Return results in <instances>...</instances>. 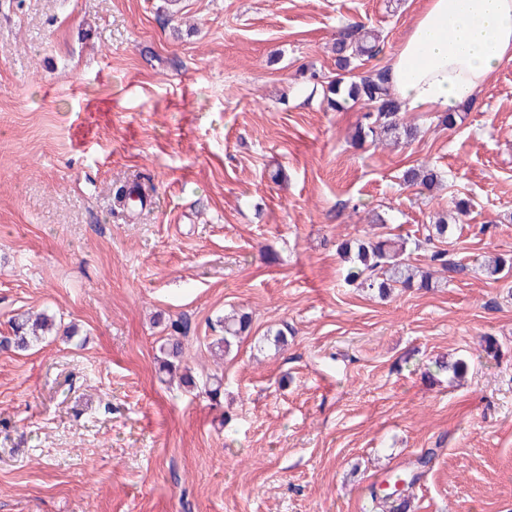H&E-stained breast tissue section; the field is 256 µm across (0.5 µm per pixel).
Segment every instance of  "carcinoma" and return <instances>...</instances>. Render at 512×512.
Wrapping results in <instances>:
<instances>
[{"label": "carcinoma", "mask_w": 512, "mask_h": 512, "mask_svg": "<svg viewBox=\"0 0 512 512\" xmlns=\"http://www.w3.org/2000/svg\"><path fill=\"white\" fill-rule=\"evenodd\" d=\"M336 66L339 72L327 79L313 71L310 78L319 82L323 88L324 100L328 108L337 112L343 110L350 101H362L371 110L365 112L362 121L355 127L352 139L355 142L372 143L394 136L403 131L405 138L412 139L416 130L400 122V103L390 90L387 68L382 67L365 76L356 75L351 67L352 59L358 56L374 57L383 51L380 35L358 25L348 24L336 33ZM403 181L410 186L420 185L429 188L440 181V175L434 170L409 168L403 174ZM448 224L445 218H436L435 223L422 228V238L377 235L366 239H349L339 246V254L355 263L345 277L349 283L359 282V286L376 290L386 295L393 288H432L434 283L430 273L410 263L412 249L421 244L447 239ZM10 335L4 337L0 346L16 351L27 350L33 342L51 333L55 328L54 318L43 314L35 320L20 315L9 320ZM223 335L214 339L216 348L228 351L234 340L247 332L251 318L246 313L219 320ZM166 355L165 366L168 370L179 368L182 354V342L174 337L163 348Z\"/></svg>", "instance_id": "cac0c4a2"}]
</instances>
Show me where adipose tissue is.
I'll return each mask as SVG.
<instances>
[{
	"label": "adipose tissue",
	"instance_id": "ef3b65f1",
	"mask_svg": "<svg viewBox=\"0 0 512 512\" xmlns=\"http://www.w3.org/2000/svg\"><path fill=\"white\" fill-rule=\"evenodd\" d=\"M512 60V0H426L392 53L389 82L408 112L467 105Z\"/></svg>",
	"mask_w": 512,
	"mask_h": 512
}]
</instances>
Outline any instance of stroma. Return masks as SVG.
Listing matches in <instances>:
<instances>
[{
    "label": "stroma",
    "instance_id": "obj_1",
    "mask_svg": "<svg viewBox=\"0 0 512 512\" xmlns=\"http://www.w3.org/2000/svg\"><path fill=\"white\" fill-rule=\"evenodd\" d=\"M424 3L0 0V337L28 311L76 331L0 350V512H376L428 453L410 512H512V272L480 270L512 257V60L398 144L353 143L363 105L309 79L344 24L385 43L360 74L387 66ZM418 166L441 184L405 185ZM457 198L438 287L346 282L339 243ZM176 320L219 402L162 370ZM218 323H220L224 334L223 336H217L213 341V345L226 352L230 350L234 340L249 330L251 318L248 313H241L236 316L233 315L232 317L219 319Z\"/></svg>",
    "mask_w": 512,
    "mask_h": 512
}]
</instances>
